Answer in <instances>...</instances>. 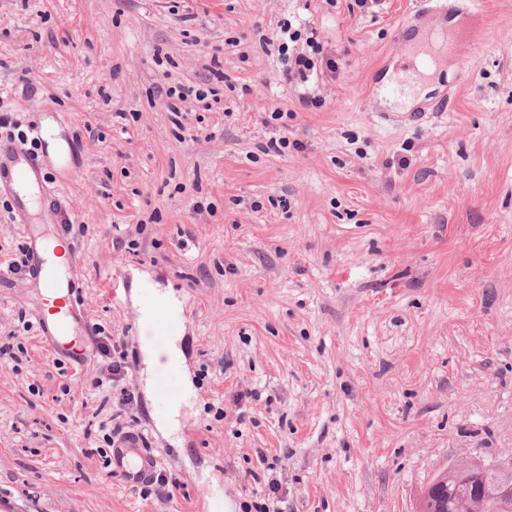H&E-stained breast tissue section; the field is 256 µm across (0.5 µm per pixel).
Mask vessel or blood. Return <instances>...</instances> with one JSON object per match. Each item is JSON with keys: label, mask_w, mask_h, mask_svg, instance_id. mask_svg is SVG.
<instances>
[{"label": "vessel or blood", "mask_w": 512, "mask_h": 512, "mask_svg": "<svg viewBox=\"0 0 512 512\" xmlns=\"http://www.w3.org/2000/svg\"><path fill=\"white\" fill-rule=\"evenodd\" d=\"M445 7L425 6L417 10L414 17L406 19L397 30V43L419 39L420 48L415 60L409 61L401 76L386 89L391 97L407 101L414 81L422 76L433 61V41L424 40L422 33L427 30L434 17L444 15ZM480 26L471 27L466 33L440 29L438 36L448 47H472L483 34ZM41 169L39 157L21 147L0 143V188L13 189L21 184L37 180ZM44 247L32 244L28 247V274L30 279L44 292L60 291L61 296L51 306L45 307L40 316L43 331L50 337L56 352L77 363H85L91 355L92 339L78 320L76 310L77 283L75 264H68L64 270L51 267ZM180 372L161 373L154 387L155 409L158 416H166L182 395ZM146 436L140 431H130L112 444L110 467L114 475L131 488L148 484L161 464L160 459L145 445Z\"/></svg>", "instance_id": "1"}]
</instances>
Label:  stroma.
<instances>
[{
    "label": "stroma",
    "instance_id": "35a3bbf8",
    "mask_svg": "<svg viewBox=\"0 0 512 512\" xmlns=\"http://www.w3.org/2000/svg\"><path fill=\"white\" fill-rule=\"evenodd\" d=\"M420 124L376 114L419 0H0V129L53 119L43 187L71 226L95 337L124 339L137 405L92 387L8 273L28 240L0 191V501L12 512H414L459 456L512 454V0H461ZM315 25L308 82L282 77ZM206 91L170 112L163 89ZM287 148L269 151L270 138ZM122 239L114 247V239ZM180 303L190 397L156 421L140 290ZM148 432L183 487L111 476L114 423ZM278 481V499L267 496ZM483 33L484 28L480 27L477 23L471 27L463 36L454 29L441 27L440 31L438 32V37L444 42V44L448 45V48L460 46L461 44L462 49H466L476 44Z\"/></svg>",
    "mask_w": 512,
    "mask_h": 512
}]
</instances>
